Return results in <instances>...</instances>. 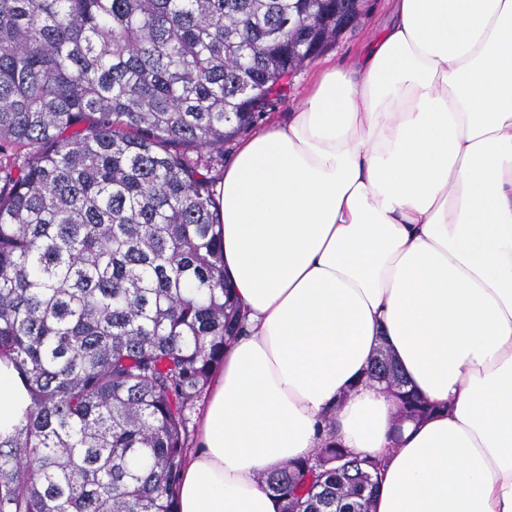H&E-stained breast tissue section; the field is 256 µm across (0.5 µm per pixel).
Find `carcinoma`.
<instances>
[{
    "mask_svg": "<svg viewBox=\"0 0 512 512\" xmlns=\"http://www.w3.org/2000/svg\"><path fill=\"white\" fill-rule=\"evenodd\" d=\"M362 12L0 0V150L26 149L0 187V359L30 399L0 432V512H177L191 415L242 332L212 169ZM365 376L434 411L387 349ZM379 472L324 439L259 482L280 512H371Z\"/></svg>",
    "mask_w": 512,
    "mask_h": 512,
    "instance_id": "obj_1",
    "label": "carcinoma"
}]
</instances>
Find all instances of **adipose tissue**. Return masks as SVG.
Returning a JSON list of instances; mask_svg holds the SVG:
<instances>
[{
    "label": "adipose tissue",
    "instance_id": "ef3b65f1",
    "mask_svg": "<svg viewBox=\"0 0 512 512\" xmlns=\"http://www.w3.org/2000/svg\"><path fill=\"white\" fill-rule=\"evenodd\" d=\"M245 330L179 512H279L257 476L333 438L382 461L373 512H512V0H391L348 70L243 141L217 186ZM435 407L398 421L379 345ZM29 405L0 359V427Z\"/></svg>",
    "mask_w": 512,
    "mask_h": 512
}]
</instances>
